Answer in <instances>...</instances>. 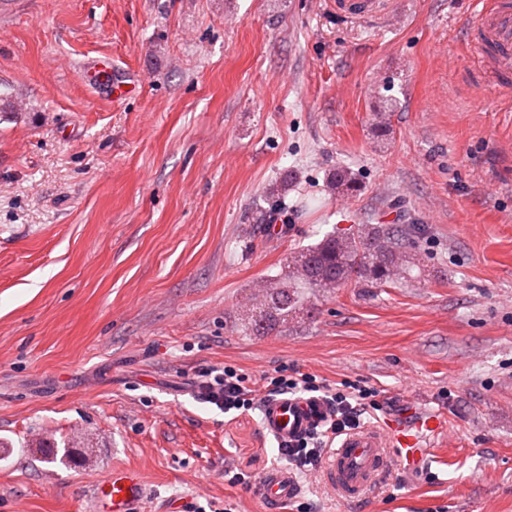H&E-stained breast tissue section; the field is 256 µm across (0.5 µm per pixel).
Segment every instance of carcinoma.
<instances>
[{
  "mask_svg": "<svg viewBox=\"0 0 512 512\" xmlns=\"http://www.w3.org/2000/svg\"><path fill=\"white\" fill-rule=\"evenodd\" d=\"M329 188L335 193L357 190L346 169L332 174ZM417 224H368L360 234L342 237L329 234L315 245L288 257V272L265 286L260 306L243 318L247 330L260 333L304 309L299 289L328 291L344 284L366 282L385 287L413 277Z\"/></svg>",
  "mask_w": 512,
  "mask_h": 512,
  "instance_id": "cac0c4a2",
  "label": "carcinoma"
}]
</instances>
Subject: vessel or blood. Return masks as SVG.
<instances>
[{
  "instance_id": "obj_1",
  "label": "vessel or blood",
  "mask_w": 512,
  "mask_h": 512,
  "mask_svg": "<svg viewBox=\"0 0 512 512\" xmlns=\"http://www.w3.org/2000/svg\"><path fill=\"white\" fill-rule=\"evenodd\" d=\"M334 8L347 19L375 22L390 13L389 0H335ZM478 52L490 53L489 77L497 88L512 91V0H493L478 10L471 26ZM327 404L316 397L283 396L267 402L262 409L264 431L285 443L314 430L329 417ZM443 422L434 415L415 425L395 424L388 430L363 427L342 435L324 464L325 483L338 498H358L373 485L392 456L414 462L426 455L424 434H438ZM298 485L287 468L269 471L257 488L268 512H282L295 496ZM97 512H144L145 494L137 472L122 470L94 491Z\"/></svg>"
}]
</instances>
